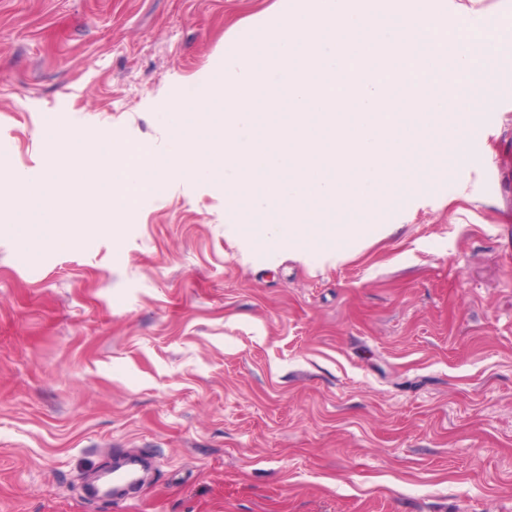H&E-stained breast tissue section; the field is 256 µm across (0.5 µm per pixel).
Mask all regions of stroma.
I'll return each mask as SVG.
<instances>
[{"label":"stroma","instance_id":"obj_1","mask_svg":"<svg viewBox=\"0 0 512 512\" xmlns=\"http://www.w3.org/2000/svg\"><path fill=\"white\" fill-rule=\"evenodd\" d=\"M279 2L0 0V184L168 147ZM476 129L337 265L244 246L209 178L97 226L101 182L48 199L35 263L0 223V512H512V103ZM128 453L146 483L90 496Z\"/></svg>","mask_w":512,"mask_h":512}]
</instances>
